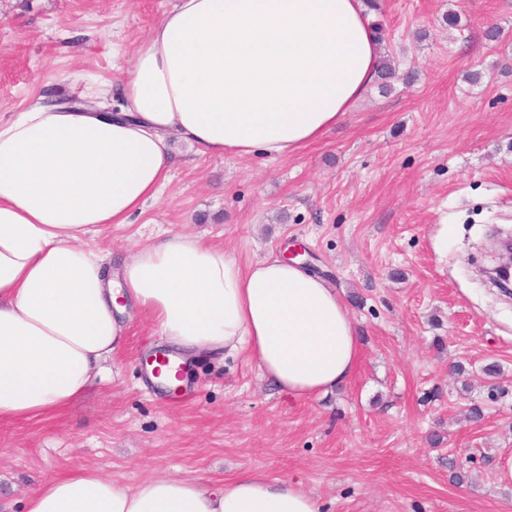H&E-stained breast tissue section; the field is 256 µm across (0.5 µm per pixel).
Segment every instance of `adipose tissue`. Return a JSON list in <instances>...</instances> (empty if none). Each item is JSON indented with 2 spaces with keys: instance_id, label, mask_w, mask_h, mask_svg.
<instances>
[{
  "instance_id": "1",
  "label": "adipose tissue",
  "mask_w": 512,
  "mask_h": 512,
  "mask_svg": "<svg viewBox=\"0 0 512 512\" xmlns=\"http://www.w3.org/2000/svg\"><path fill=\"white\" fill-rule=\"evenodd\" d=\"M380 69L364 0H174L119 84L78 108L39 100L0 121V421L73 405L143 313L181 355L245 352L263 379L312 398L354 374L360 344L326 279L267 255L167 232L119 264L83 237L140 213L197 153L289 157L350 112ZM123 105L112 111L113 97ZM25 512H320L300 484L243 468L223 486L161 475L135 487L92 467L41 482Z\"/></svg>"
}]
</instances>
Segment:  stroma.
Returning a JSON list of instances; mask_svg holds the SVG:
<instances>
[{
  "label": "stroma",
  "mask_w": 512,
  "mask_h": 512,
  "mask_svg": "<svg viewBox=\"0 0 512 512\" xmlns=\"http://www.w3.org/2000/svg\"><path fill=\"white\" fill-rule=\"evenodd\" d=\"M374 83L320 142L288 158L181 161L130 224L85 237L126 254L163 230L241 263L293 244L338 289L360 340L354 378L311 399L262 380L246 355L202 358L160 389L162 348L134 317L105 379L76 404L0 422V512L41 481L92 466L128 486L153 474L218 485L244 467L293 479L322 512H512V299L481 274L512 234V0H376ZM172 0H0V119L39 98L119 83ZM499 40L485 37L489 27ZM481 72L473 83L468 72ZM448 232V247L435 240ZM501 374L486 376V364ZM463 364L464 376L450 374ZM481 420L467 417L471 405ZM468 483L451 482L449 458Z\"/></svg>",
  "instance_id": "35a3bbf8"
}]
</instances>
